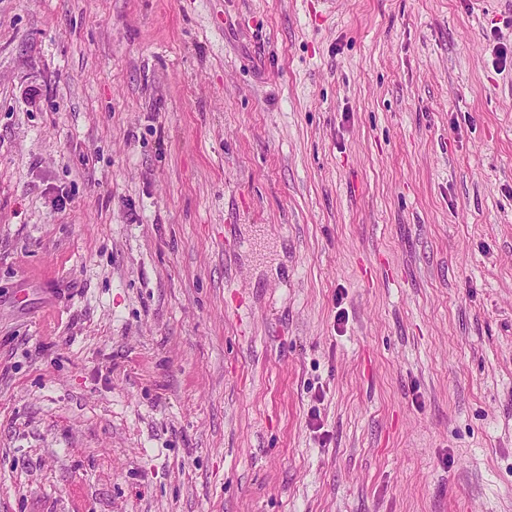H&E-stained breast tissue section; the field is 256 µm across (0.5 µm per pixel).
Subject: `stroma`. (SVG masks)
I'll return each mask as SVG.
<instances>
[{
  "mask_svg": "<svg viewBox=\"0 0 512 512\" xmlns=\"http://www.w3.org/2000/svg\"><path fill=\"white\" fill-rule=\"evenodd\" d=\"M0 512H512V0H0Z\"/></svg>",
  "mask_w": 512,
  "mask_h": 512,
  "instance_id": "obj_1",
  "label": "stroma"
}]
</instances>
